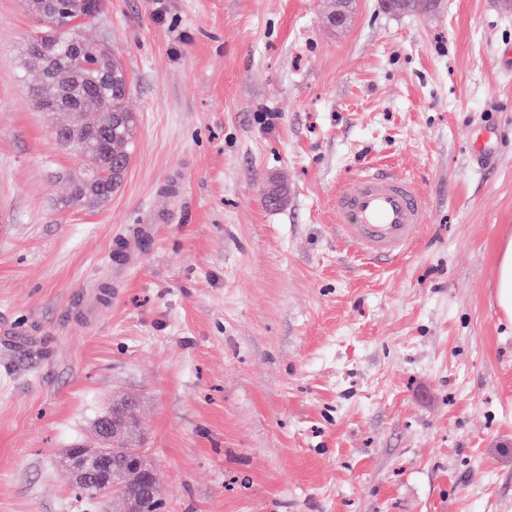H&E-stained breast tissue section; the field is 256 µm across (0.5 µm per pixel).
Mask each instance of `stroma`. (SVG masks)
<instances>
[{"label": "stroma", "instance_id": "1", "mask_svg": "<svg viewBox=\"0 0 512 512\" xmlns=\"http://www.w3.org/2000/svg\"><path fill=\"white\" fill-rule=\"evenodd\" d=\"M103 0L137 116L120 189L20 79L33 20L0 0V512H110L69 448L129 404L163 512H512V11L501 0ZM415 177L420 241L368 264L333 196ZM171 210L130 279L122 239ZM494 288L497 307L503 318L512 325V236L510 235L497 249Z\"/></svg>", "mask_w": 512, "mask_h": 512}]
</instances>
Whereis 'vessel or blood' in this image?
I'll list each match as a JSON object with an SVG mask.
<instances>
[{
    "label": "vessel or blood",
    "instance_id": "obj_1",
    "mask_svg": "<svg viewBox=\"0 0 512 512\" xmlns=\"http://www.w3.org/2000/svg\"><path fill=\"white\" fill-rule=\"evenodd\" d=\"M427 201L417 181L392 166L375 163L344 181L336 190V236L367 263H385L405 256L421 237ZM154 216L127 237L129 259L115 272L126 279L140 261L138 244L155 234Z\"/></svg>",
    "mask_w": 512,
    "mask_h": 512
}]
</instances>
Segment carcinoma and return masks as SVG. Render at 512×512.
<instances>
[{
    "mask_svg": "<svg viewBox=\"0 0 512 512\" xmlns=\"http://www.w3.org/2000/svg\"><path fill=\"white\" fill-rule=\"evenodd\" d=\"M36 26L35 37L24 39L21 71L29 62L39 74L28 86L39 111L63 116L54 125L58 145L78 157L83 172L70 181L74 205L108 201L122 184L131 158L137 128L135 113L127 106L131 83L112 45L88 40L83 29L99 14L102 0H26ZM111 448H88L89 455L105 454L115 469L113 500L130 504V512H161L163 502L152 493L138 498V472L128 466L136 459L148 467L139 448H128L136 425L124 411L113 416Z\"/></svg>",
    "mask_w": 512,
    "mask_h": 512,
    "instance_id": "carcinoma-1",
    "label": "carcinoma"
}]
</instances>
